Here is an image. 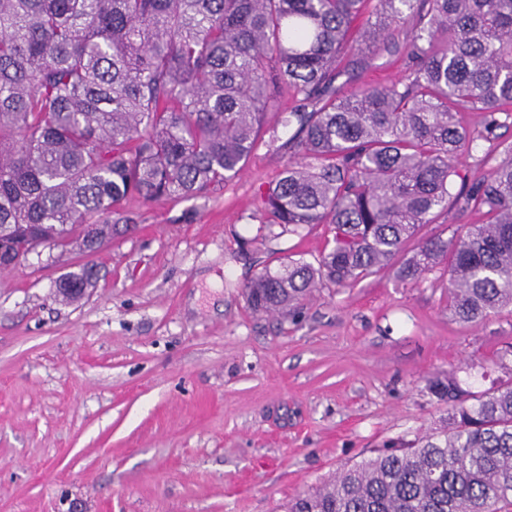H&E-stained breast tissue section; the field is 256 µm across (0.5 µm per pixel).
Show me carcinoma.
Wrapping results in <instances>:
<instances>
[{
  "label": "carcinoma",
  "mask_w": 512,
  "mask_h": 512,
  "mask_svg": "<svg viewBox=\"0 0 512 512\" xmlns=\"http://www.w3.org/2000/svg\"><path fill=\"white\" fill-rule=\"evenodd\" d=\"M384 54L402 79L336 84ZM285 96L291 134L265 141L288 155L261 193L266 223L326 224L332 246L316 265L259 274L253 310L389 265L419 280L442 260L459 321L512 305V145L480 179L458 165L477 139L487 163L512 125V0H0V265L91 250L135 223L129 199L223 186ZM470 110L483 113L476 134ZM450 202L487 222L405 255ZM97 280L86 263L56 295L74 302ZM430 391L448 430L341 469L286 512H509L512 382L474 393L450 376Z\"/></svg>",
  "instance_id": "cac0c4a2"
}]
</instances>
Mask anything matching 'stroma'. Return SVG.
Masks as SVG:
<instances>
[{
	"instance_id": "1",
	"label": "stroma",
	"mask_w": 512,
	"mask_h": 512,
	"mask_svg": "<svg viewBox=\"0 0 512 512\" xmlns=\"http://www.w3.org/2000/svg\"><path fill=\"white\" fill-rule=\"evenodd\" d=\"M286 162L262 147L224 187L127 202L137 223L77 302L55 283L84 256L0 271V512H281L383 443L438 430L430 380L512 381V306L458 323L440 267L252 311L257 275L316 262L329 236L263 224Z\"/></svg>"
}]
</instances>
